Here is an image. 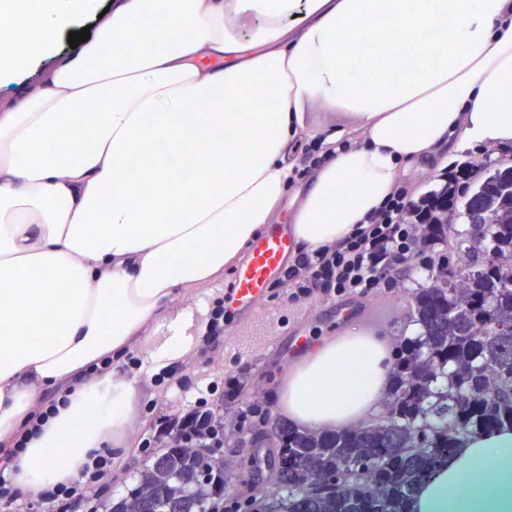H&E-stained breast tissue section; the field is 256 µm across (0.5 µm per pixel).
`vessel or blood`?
<instances>
[{"instance_id": "vessel-or-blood-1", "label": "vessel or blood", "mask_w": 512, "mask_h": 512, "mask_svg": "<svg viewBox=\"0 0 512 512\" xmlns=\"http://www.w3.org/2000/svg\"><path fill=\"white\" fill-rule=\"evenodd\" d=\"M292 241L288 234L273 229L255 241L245 263L237 272L229 303L241 309L263 294L271 276L284 264Z\"/></svg>"}]
</instances>
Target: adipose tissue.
<instances>
[{
  "label": "adipose tissue",
  "mask_w": 512,
  "mask_h": 512,
  "mask_svg": "<svg viewBox=\"0 0 512 512\" xmlns=\"http://www.w3.org/2000/svg\"><path fill=\"white\" fill-rule=\"evenodd\" d=\"M96 2L0 0V78L52 57ZM307 103L357 126L319 138L301 186ZM509 144L512 0H114L0 104V467L30 497L87 480L102 444L124 457L140 378L204 342L212 305L193 290L242 259L290 187L309 252L420 161ZM393 354L349 321L293 356L278 409L302 429L358 427L385 406ZM410 510L512 512V427L462 438Z\"/></svg>",
  "instance_id": "obj_1"
}]
</instances>
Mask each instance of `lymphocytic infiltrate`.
<instances>
[{"instance_id": "lymphocytic-infiltrate-1", "label": "lymphocytic infiltrate", "mask_w": 512, "mask_h": 512, "mask_svg": "<svg viewBox=\"0 0 512 512\" xmlns=\"http://www.w3.org/2000/svg\"><path fill=\"white\" fill-rule=\"evenodd\" d=\"M429 197L412 199L399 189L368 223L358 225L352 235L334 247L300 253L283 271L282 285L292 300L311 296L333 299L344 295H367L381 283L404 277L409 271L418 241L424 237ZM181 389L195 388L197 397L189 410L157 418L144 447L161 440H177L201 421L212 394L211 384L190 385L176 380Z\"/></svg>"}]
</instances>
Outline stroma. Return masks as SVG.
<instances>
[{"mask_svg":"<svg viewBox=\"0 0 512 512\" xmlns=\"http://www.w3.org/2000/svg\"><path fill=\"white\" fill-rule=\"evenodd\" d=\"M452 262L454 253L441 243L429 244L425 253L416 255L411 262L410 274L396 286H380L366 297H339L329 302L315 298L288 300L277 280H270L262 300L245 311L232 316L235 338L218 340L180 364V375L194 382L223 383L225 376L237 375L242 389L235 398L223 392L212 395V409L224 418V457L237 460L241 453L239 441L249 439L252 417L249 409L254 403L267 407L274 422L282 416L269 396L254 399L250 386L254 379L263 378L266 388L276 386L277 379L290 353L309 347L324 336H334L344 327L347 319L354 318L369 330L404 341V323L409 322L407 298L415 289L429 285L431 274L425 266L427 256ZM193 393L155 383L142 376L130 413L137 428L126 438L128 452L123 461L107 465L101 479L94 482L89 499L70 502L68 507L23 497L13 493L0 497V512H110L113 501L126 496L138 480L149 454L139 441L159 413L181 412L193 402Z\"/></svg>","mask_w":512,"mask_h":512,"instance_id":"35a3bbf8","label":"stroma"}]
</instances>
